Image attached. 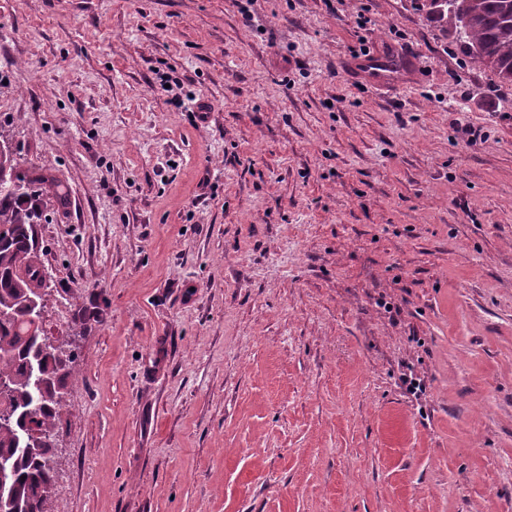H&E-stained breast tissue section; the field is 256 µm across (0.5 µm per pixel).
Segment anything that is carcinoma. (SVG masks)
I'll return each mask as SVG.
<instances>
[{
    "instance_id": "obj_1",
    "label": "carcinoma",
    "mask_w": 512,
    "mask_h": 512,
    "mask_svg": "<svg viewBox=\"0 0 512 512\" xmlns=\"http://www.w3.org/2000/svg\"><path fill=\"white\" fill-rule=\"evenodd\" d=\"M432 13H447L471 62L512 84V0H426ZM18 168L0 132V174ZM22 191L0 186V464L7 474L5 512H51L59 453L56 430L65 407L64 389L78 358L66 342L52 347L42 328L34 329L22 307L33 289L50 292L38 258L36 231L43 211L36 197L60 198L44 177L26 180Z\"/></svg>"
}]
</instances>
